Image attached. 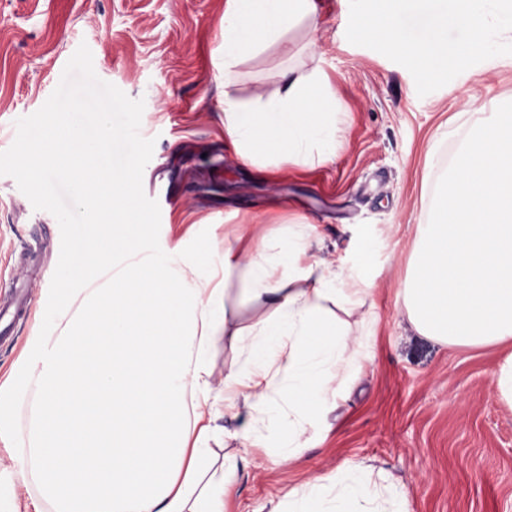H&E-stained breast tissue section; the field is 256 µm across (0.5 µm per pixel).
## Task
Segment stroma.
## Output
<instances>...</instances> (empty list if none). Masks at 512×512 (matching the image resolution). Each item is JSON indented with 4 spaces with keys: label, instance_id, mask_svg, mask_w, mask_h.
Masks as SVG:
<instances>
[{
    "label": "stroma",
    "instance_id": "stroma-1",
    "mask_svg": "<svg viewBox=\"0 0 512 512\" xmlns=\"http://www.w3.org/2000/svg\"><path fill=\"white\" fill-rule=\"evenodd\" d=\"M225 0H0V151L15 122L39 110L80 44L97 76L145 103L140 132L154 139L144 180L160 178L161 247L219 264L225 244L245 255L273 252L313 226L315 258L333 261L373 288L354 318L372 337L371 355L348 374L292 457L240 437L247 414L217 416L216 463L240 460L224 512H270L279 495L349 463L384 469L408 512H512V406L495 392L502 347L455 348L420 336L398 294L418 226L473 108L491 113L512 100V56L470 67L427 96L411 74L345 37L349 0H322L316 22L261 42L224 82ZM321 74L341 136L329 161L267 155L244 164L224 137V98L273 96L283 71ZM60 228L34 209L16 181L0 175V280L54 271ZM41 328L39 307L0 340V383ZM26 437L18 419L0 441V494L20 505L38 498L34 478L16 479Z\"/></svg>",
    "mask_w": 512,
    "mask_h": 512
}]
</instances>
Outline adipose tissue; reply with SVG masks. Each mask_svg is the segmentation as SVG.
Listing matches in <instances>:
<instances>
[{"label":"adipose tissue","mask_w":512,"mask_h":512,"mask_svg":"<svg viewBox=\"0 0 512 512\" xmlns=\"http://www.w3.org/2000/svg\"><path fill=\"white\" fill-rule=\"evenodd\" d=\"M317 13L316 0H226L225 76L261 35ZM51 134L54 149L26 160L32 179L89 166L60 124ZM224 134L247 164L268 152L309 160L317 146L335 144L336 114L320 83L293 78L263 102L225 97ZM134 180L91 182L80 194L99 228L95 250L73 273L82 297L61 288L42 299V334L0 386V440L26 408L18 473L36 477L53 512H224L239 464L216 465L204 419L219 403L234 416L244 410L246 439L265 441L260 424L275 422L284 447H298L331 380L364 357L369 339L352 338L347 317L371 288L297 243L249 259L225 245L223 283L214 285L199 259L139 249L148 226L129 206ZM234 292L261 315L236 324ZM222 342L243 362L225 372L218 394L211 352ZM282 500L288 512H408L386 474L364 464L315 477Z\"/></svg>","instance_id":"ef3b65f1"}]
</instances>
